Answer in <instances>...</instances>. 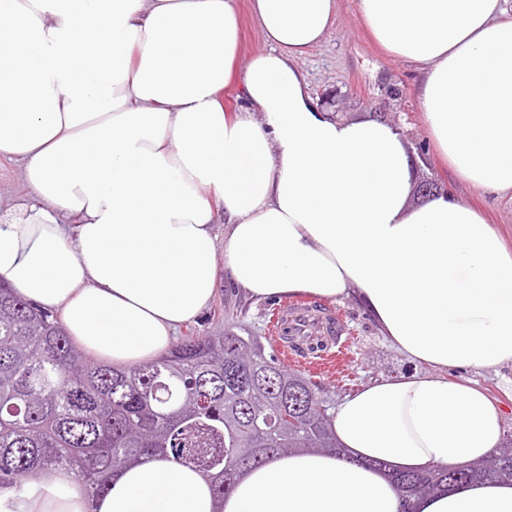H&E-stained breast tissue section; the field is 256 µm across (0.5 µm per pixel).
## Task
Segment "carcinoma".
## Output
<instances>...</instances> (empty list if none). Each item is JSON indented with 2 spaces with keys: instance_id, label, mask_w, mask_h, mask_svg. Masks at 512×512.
<instances>
[{
  "instance_id": "1",
  "label": "carcinoma",
  "mask_w": 512,
  "mask_h": 512,
  "mask_svg": "<svg viewBox=\"0 0 512 512\" xmlns=\"http://www.w3.org/2000/svg\"><path fill=\"white\" fill-rule=\"evenodd\" d=\"M321 384L231 330L178 338L166 356L94 364L48 312L0 284V488L56 466L89 497L109 475L162 455L214 476L222 497L277 455L337 451ZM404 502L476 480L512 482V438L476 463L393 475Z\"/></svg>"
}]
</instances>
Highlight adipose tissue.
Returning <instances> with one entry per match:
<instances>
[{
	"mask_svg": "<svg viewBox=\"0 0 512 512\" xmlns=\"http://www.w3.org/2000/svg\"><path fill=\"white\" fill-rule=\"evenodd\" d=\"M511 1L356 2L375 40L416 67L449 168L494 194L512 191ZM339 7L252 0L266 48L244 58L235 0H0V157L22 162L28 189L0 225V281L118 368L163 355L222 275L255 301L354 299L413 366L338 403L345 456L276 457L221 499L161 456L95 498L53 468L0 489V512H402L363 460L429 470L504 445L503 409L472 376L512 366V252L471 206L413 201L397 126L315 104L298 62ZM411 509L512 512V485Z\"/></svg>",
	"mask_w": 512,
	"mask_h": 512,
	"instance_id": "ef3b65f1",
	"label": "adipose tissue"
}]
</instances>
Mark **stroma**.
<instances>
[{
  "label": "stroma",
  "mask_w": 512,
  "mask_h": 512,
  "mask_svg": "<svg viewBox=\"0 0 512 512\" xmlns=\"http://www.w3.org/2000/svg\"><path fill=\"white\" fill-rule=\"evenodd\" d=\"M317 104L348 118L395 120L415 155L418 180L437 183L446 194L478 209L512 246V192L489 195L455 175L435 151L425 129L415 93L413 66L384 51L365 29L354 0H341L340 10L324 41L299 63ZM290 298L246 301L227 282L207 314L195 323L199 332L229 329L268 341L274 314L289 307ZM319 310L337 319L347 344L343 375L321 374L328 407L373 379L400 376L407 360L380 333L375 322L352 300L318 301Z\"/></svg>",
  "instance_id": "35a3bbf8"
}]
</instances>
